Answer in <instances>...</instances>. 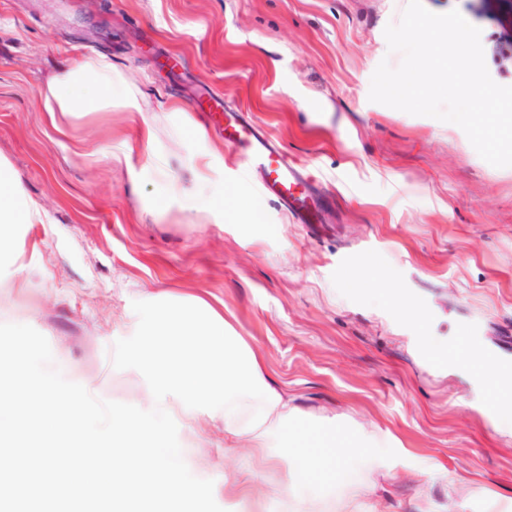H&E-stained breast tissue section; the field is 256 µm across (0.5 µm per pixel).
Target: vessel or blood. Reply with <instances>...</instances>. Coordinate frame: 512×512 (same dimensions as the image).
Returning <instances> with one entry per match:
<instances>
[{
  "label": "vessel or blood",
  "mask_w": 512,
  "mask_h": 512,
  "mask_svg": "<svg viewBox=\"0 0 512 512\" xmlns=\"http://www.w3.org/2000/svg\"><path fill=\"white\" fill-rule=\"evenodd\" d=\"M199 106L212 124L223 127L225 141L245 168L259 174L265 197L285 208L296 223H320L321 193L302 167L290 160L266 132L244 112L225 107L219 98L207 97L200 100Z\"/></svg>",
  "instance_id": "vessel-or-blood-1"
}]
</instances>
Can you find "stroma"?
<instances>
[{
  "mask_svg": "<svg viewBox=\"0 0 512 512\" xmlns=\"http://www.w3.org/2000/svg\"><path fill=\"white\" fill-rule=\"evenodd\" d=\"M408 0H0V158L48 217L10 236L39 275L0 272V323L62 348L66 379L130 403L143 376L112 364L133 302L197 296L259 351L296 421L341 416L383 464L353 477L377 512H512V429L483 378L446 361L457 332L512 361V167L455 124L371 102L384 29ZM481 30L512 0H423ZM104 55L148 100L56 129L39 90ZM248 113L324 193V224L264 197L195 109L201 83ZM179 111H171V104ZM203 126L197 135L195 126ZM202 209H188L201 157ZM417 320L407 319L404 308ZM191 472L224 512H281L287 443L269 467L224 431L182 428Z\"/></svg>",
  "mask_w": 512,
  "mask_h": 512,
  "instance_id": "1",
  "label": "stroma"
}]
</instances>
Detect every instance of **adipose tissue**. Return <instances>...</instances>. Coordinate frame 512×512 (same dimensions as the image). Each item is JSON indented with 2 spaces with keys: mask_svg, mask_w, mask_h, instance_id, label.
Returning a JSON list of instances; mask_svg holds the SVG:
<instances>
[{
  "mask_svg": "<svg viewBox=\"0 0 512 512\" xmlns=\"http://www.w3.org/2000/svg\"><path fill=\"white\" fill-rule=\"evenodd\" d=\"M42 111L79 115L85 112H109L119 107L143 111L145 102L130 88L124 74L103 56L86 57L60 67L40 90ZM46 217L39 204L28 198L12 176L6 160H0V269L21 270L20 256L10 244L8 233L23 224H42ZM238 414L215 416L191 411L167 397L164 406L174 412L180 423L197 428L210 422L221 423L224 435L232 443L249 448L269 447L273 437L288 436L294 453L288 461L289 487L305 512H317L319 481H331L337 469L354 470L365 463L384 460L378 439L369 436L352 442L346 430L328 421L297 430L296 409L290 399L271 405L258 399L241 398Z\"/></svg>",
  "mask_w": 512,
  "mask_h": 512,
  "instance_id": "adipose-tissue-1",
  "label": "adipose tissue"
}]
</instances>
